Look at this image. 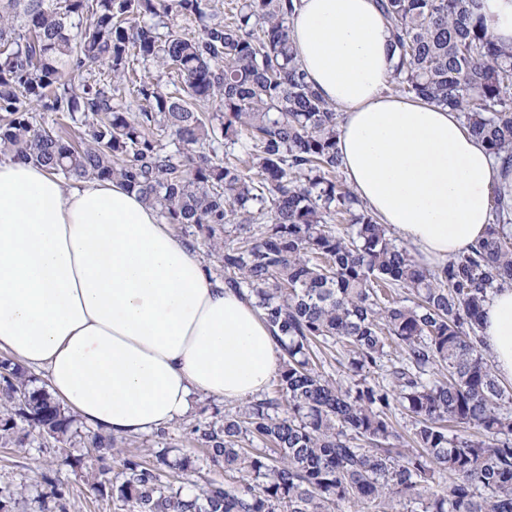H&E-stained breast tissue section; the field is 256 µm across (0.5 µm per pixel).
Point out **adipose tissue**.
I'll use <instances>...</instances> for the list:
<instances>
[{"label": "adipose tissue", "mask_w": 512, "mask_h": 512, "mask_svg": "<svg viewBox=\"0 0 512 512\" xmlns=\"http://www.w3.org/2000/svg\"><path fill=\"white\" fill-rule=\"evenodd\" d=\"M512 45V0H476ZM300 68L341 117L337 148L359 198L424 261L482 239L504 169L452 109L385 94L397 57L375 0H298ZM482 339L512 381V286L483 308ZM41 374L88 429L152 433L206 395L262 393L281 349L262 313L117 180L64 185L0 157V353Z\"/></svg>", "instance_id": "1"}]
</instances>
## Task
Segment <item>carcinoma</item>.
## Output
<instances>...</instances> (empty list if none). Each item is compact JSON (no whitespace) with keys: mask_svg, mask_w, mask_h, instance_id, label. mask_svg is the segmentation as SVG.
<instances>
[{"mask_svg":"<svg viewBox=\"0 0 512 512\" xmlns=\"http://www.w3.org/2000/svg\"><path fill=\"white\" fill-rule=\"evenodd\" d=\"M474 2L376 0L398 56L391 83L461 112L511 168L512 46L474 19ZM293 9L242 0L211 23L206 0H0V155L68 179H119L166 223L197 227L224 284L247 292L286 356L276 395L193 430L237 485L174 487L168 447L114 469L118 440L99 433L86 478L110 487L122 512H512V392L480 340L490 293L512 283V207L495 197L483 241L440 269L418 263L340 180L336 107L296 63ZM169 12L201 33L145 22ZM137 62L175 70L187 97ZM127 90L139 111L123 110ZM33 101L82 133L48 126ZM210 102L207 116L195 108ZM170 136L185 149L168 151ZM223 138L250 144L247 169L217 159ZM332 216L351 232L329 228ZM223 229L235 241H220ZM379 282L408 297H380ZM330 340L346 348V387L316 370L313 345ZM391 346L398 360L373 378ZM396 405L411 418L410 446L388 415ZM20 423L58 444L74 435L65 408L4 359L0 435Z\"/></svg>","mask_w":512,"mask_h":512,"instance_id":"1","label":"carcinoma"}]
</instances>
